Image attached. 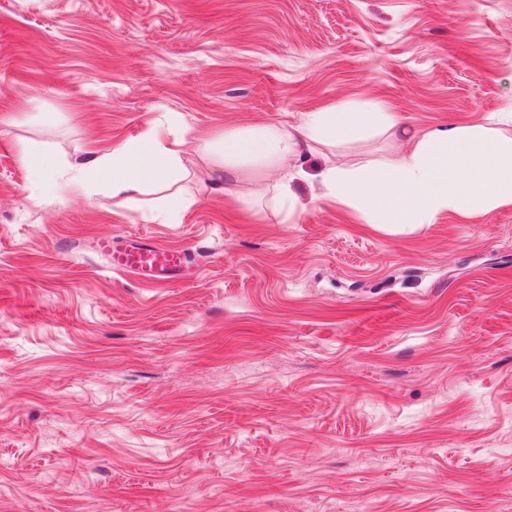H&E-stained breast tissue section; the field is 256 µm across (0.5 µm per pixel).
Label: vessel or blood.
<instances>
[{"label":"vessel or blood","instance_id":"vessel-or-blood-1","mask_svg":"<svg viewBox=\"0 0 512 512\" xmlns=\"http://www.w3.org/2000/svg\"><path fill=\"white\" fill-rule=\"evenodd\" d=\"M98 248L109 258L114 269L137 273L157 281L192 266L189 253L183 249L146 243L118 246L108 239L101 240Z\"/></svg>","mask_w":512,"mask_h":512}]
</instances>
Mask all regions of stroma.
Returning a JSON list of instances; mask_svg holds the SVG:
<instances>
[{
  "mask_svg": "<svg viewBox=\"0 0 512 512\" xmlns=\"http://www.w3.org/2000/svg\"><path fill=\"white\" fill-rule=\"evenodd\" d=\"M364 100L416 130L512 112V0H0V512H512V208L386 234L306 153L291 222L232 198L272 177L216 169L158 224L162 193L48 200L22 158ZM103 239L198 271L144 282ZM167 203L160 208L145 212L144 218L147 221L156 222L159 224H176L180 221L183 209V197L179 191L175 189L168 194Z\"/></svg>",
  "mask_w": 512,
  "mask_h": 512,
  "instance_id": "stroma-1",
  "label": "stroma"
}]
</instances>
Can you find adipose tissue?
<instances>
[{
  "mask_svg": "<svg viewBox=\"0 0 512 512\" xmlns=\"http://www.w3.org/2000/svg\"><path fill=\"white\" fill-rule=\"evenodd\" d=\"M179 120L177 113H168L137 141L86 156L63 172L53 154L34 145L26 148L24 163L31 181L47 197L56 196L64 185L90 195L100 180L111 185L113 194L128 198L151 188L167 190L166 204L144 214L159 224L179 222L183 198L176 187L198 165L222 169L228 178L246 170L257 175L274 170L279 178L273 199L290 219L299 206L290 185L304 175L298 163L304 152L333 149L365 129L397 128L393 113L378 102L364 101L304 113L296 128L230 129L188 151L184 139L170 136L171 124ZM403 136L410 147L401 154L352 164L327 160L319 175L322 198L389 233L414 231L444 214L470 221L512 207V114L475 124L407 130Z\"/></svg>",
  "mask_w": 512,
  "mask_h": 512,
  "instance_id": "1",
  "label": "adipose tissue"
}]
</instances>
